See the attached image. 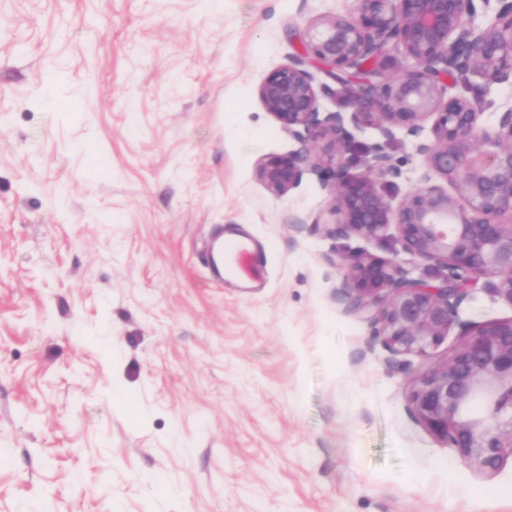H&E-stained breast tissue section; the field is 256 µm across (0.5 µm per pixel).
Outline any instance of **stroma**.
I'll use <instances>...</instances> for the list:
<instances>
[{"instance_id": "1", "label": "stroma", "mask_w": 512, "mask_h": 512, "mask_svg": "<svg viewBox=\"0 0 512 512\" xmlns=\"http://www.w3.org/2000/svg\"><path fill=\"white\" fill-rule=\"evenodd\" d=\"M355 0H0V512H512V461L474 472L407 409L452 353L397 355L336 300L396 227L327 235L329 191L272 194L299 144L258 88ZM449 95L483 124L512 83ZM392 204L426 168L397 147ZM264 249L211 281L216 228ZM512 304L475 290V325Z\"/></svg>"}]
</instances>
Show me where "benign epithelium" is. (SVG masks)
Returning a JSON list of instances; mask_svg holds the SVG:
<instances>
[{
    "label": "benign epithelium",
    "mask_w": 512,
    "mask_h": 512,
    "mask_svg": "<svg viewBox=\"0 0 512 512\" xmlns=\"http://www.w3.org/2000/svg\"><path fill=\"white\" fill-rule=\"evenodd\" d=\"M357 2L358 15L310 27L302 53L260 85L264 107L302 149L261 161L258 172L276 195L316 173L329 187L330 236L376 239L397 227L402 250L429 274L359 254L336 297L394 354L424 357L457 330L452 355L409 381L408 409L469 468L494 473L512 459V318L470 326L458 314L482 278L487 293L512 304V106L482 125L468 99L448 96V79L512 81V0ZM390 45L409 60L392 76ZM315 65L350 93L353 111L321 108L335 90L315 83ZM365 126L383 141H356ZM395 143L430 172L397 208L380 182L402 175Z\"/></svg>",
    "instance_id": "7a95c632"
}]
</instances>
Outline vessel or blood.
Masks as SVG:
<instances>
[{"label": "vessel or blood", "instance_id": "vessel-or-blood-1", "mask_svg": "<svg viewBox=\"0 0 512 512\" xmlns=\"http://www.w3.org/2000/svg\"><path fill=\"white\" fill-rule=\"evenodd\" d=\"M209 264L216 279H228L248 288L262 282L266 270L264 253L245 239L216 241Z\"/></svg>", "mask_w": 512, "mask_h": 512}]
</instances>
